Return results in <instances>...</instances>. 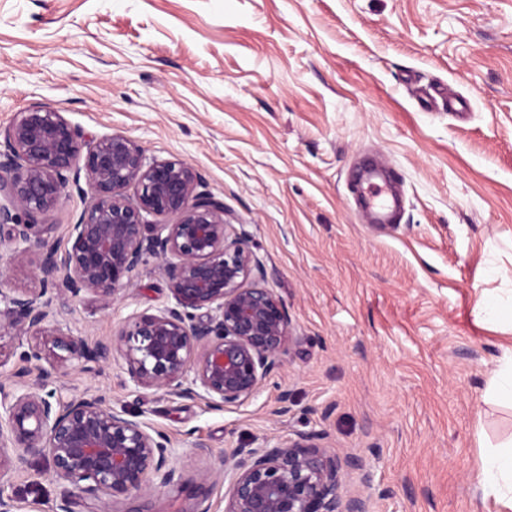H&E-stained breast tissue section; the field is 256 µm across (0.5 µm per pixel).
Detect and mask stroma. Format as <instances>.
I'll list each match as a JSON object with an SVG mask.
<instances>
[{
    "label": "stroma",
    "mask_w": 512,
    "mask_h": 512,
    "mask_svg": "<svg viewBox=\"0 0 512 512\" xmlns=\"http://www.w3.org/2000/svg\"><path fill=\"white\" fill-rule=\"evenodd\" d=\"M34 105L85 139L121 134L195 167L292 336L257 392L221 409L136 387L119 358L96 373L66 363L55 397L101 391L164 434L188 476L323 433L360 459L342 493L368 512H499L476 474L512 438L492 388L512 316L482 311L512 309V0H0V129ZM370 162L401 196L396 223L364 218ZM170 302L152 258L109 308L62 293L46 325L92 345ZM34 343L53 360L50 337L1 329L0 374ZM6 480L17 512H53L62 492L41 457ZM134 505L226 512L228 484Z\"/></svg>",
    "instance_id": "obj_1"
}]
</instances>
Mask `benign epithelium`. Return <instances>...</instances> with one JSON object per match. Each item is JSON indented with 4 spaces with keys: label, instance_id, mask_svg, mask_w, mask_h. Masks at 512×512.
I'll return each instance as SVG.
<instances>
[{
    "label": "benign epithelium",
    "instance_id": "7a95c632",
    "mask_svg": "<svg viewBox=\"0 0 512 512\" xmlns=\"http://www.w3.org/2000/svg\"><path fill=\"white\" fill-rule=\"evenodd\" d=\"M4 147L0 230L7 232L9 259L35 255L38 261L37 287L0 290V327L23 336L45 333L53 290L105 308L150 257L161 262L171 305L130 316L117 335L93 347L58 328L59 353L49 366H37L34 377L17 369L9 390L0 383V512L14 508L3 477L34 456L50 459L63 486L53 512H70L72 487L116 506L180 483L182 475L168 465L167 437L149 433L104 394L87 389L53 403L40 391L69 361L98 366L118 355L138 387L201 398L213 408L251 397L291 340L288 313L275 293L244 287L264 278L262 261L245 234L228 232L224 203L186 162L149 160L123 135L86 142L61 113L42 106L17 113ZM82 170L91 203L69 225L61 247L51 239L53 225L34 218L49 217ZM169 216L177 221L163 222ZM323 439L298 432L286 443L233 449L224 459L225 512H368L365 497L341 494L358 459L337 456Z\"/></svg>",
    "mask_w": 512,
    "mask_h": 512
}]
</instances>
